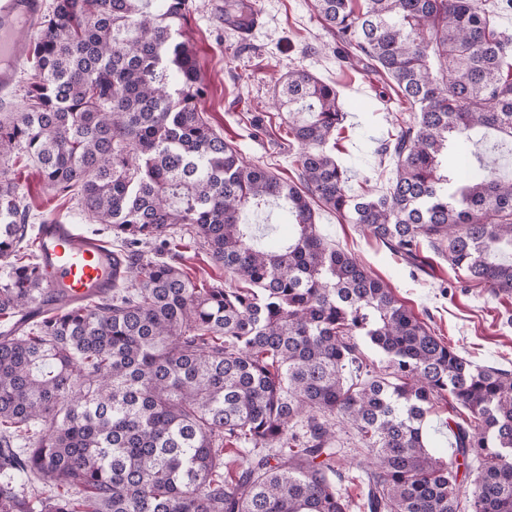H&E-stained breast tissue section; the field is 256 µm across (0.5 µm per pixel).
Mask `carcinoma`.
Segmentation results:
<instances>
[{"mask_svg":"<svg viewBox=\"0 0 512 512\" xmlns=\"http://www.w3.org/2000/svg\"><path fill=\"white\" fill-rule=\"evenodd\" d=\"M336 59L390 83L411 110L380 148L388 191H352L334 154L345 112L304 67L278 105L300 185L249 164L200 108L197 53L179 40L187 0H53L0 157L24 153L124 246L126 276L87 304L43 292L15 186L0 177V512H348L334 419L369 449L365 512H512V371L434 335L382 281L318 233L311 199L413 267L422 247L512 295V172L448 169L483 130L512 156V36L485 0H315ZM254 4L224 0L244 27ZM282 203L288 242L252 234ZM236 285L200 288L145 259L176 225ZM42 318L28 328V312ZM387 359L362 369V347ZM445 402L455 459L422 426ZM253 445L224 477V445ZM479 466L469 485L460 468Z\"/></svg>","mask_w":512,"mask_h":512,"instance_id":"carcinoma-1","label":"carcinoma"}]
</instances>
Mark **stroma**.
Segmentation results:
<instances>
[{
	"mask_svg": "<svg viewBox=\"0 0 512 512\" xmlns=\"http://www.w3.org/2000/svg\"><path fill=\"white\" fill-rule=\"evenodd\" d=\"M257 4L258 21L244 37L225 24L224 0L189 2L181 39L197 50L208 87L200 106L210 124L237 145L248 162L298 181V147L288 141L287 127L276 107V91L288 67H306L339 92L348 126L341 143L342 156L352 163V187L386 193L393 161L377 149L393 126L408 118V111L396 94H383L382 84L374 76L337 60L315 0H257ZM0 170L14 181L21 203L29 211L30 224L55 217L112 241L111 232L90 221L74 195L60 194L48 186L31 161L13 157L0 161ZM313 208L323 236L366 265L454 350L477 364L512 370L511 297L492 296L487 288L469 283L464 274L438 259L425 271H413L359 226L342 223L321 203H314ZM168 239L195 284L209 288L230 285L231 277L223 265L213 261L183 228L172 227ZM336 436L345 473L339 490L349 512H363L369 452L358 446L346 424L337 426Z\"/></svg>",
	"mask_w": 512,
	"mask_h": 512,
	"instance_id": "obj_1",
	"label": "stroma"
}]
</instances>
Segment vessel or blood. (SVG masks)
I'll use <instances>...</instances> for the list:
<instances>
[{"label": "vessel or blood", "instance_id": "1", "mask_svg": "<svg viewBox=\"0 0 512 512\" xmlns=\"http://www.w3.org/2000/svg\"><path fill=\"white\" fill-rule=\"evenodd\" d=\"M44 0H0V92L11 89L37 32ZM36 248L48 295L65 294L84 303L110 290L124 277L120 257L102 239L78 233L71 224L52 219L41 224Z\"/></svg>", "mask_w": 512, "mask_h": 512}]
</instances>
